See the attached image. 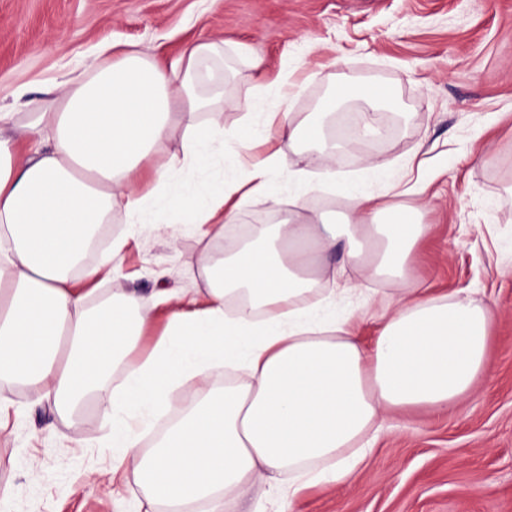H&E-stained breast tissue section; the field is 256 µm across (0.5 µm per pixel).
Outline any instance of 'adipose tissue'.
<instances>
[{
    "mask_svg": "<svg viewBox=\"0 0 512 512\" xmlns=\"http://www.w3.org/2000/svg\"><path fill=\"white\" fill-rule=\"evenodd\" d=\"M216 52L198 43L163 64L125 48L87 77L63 76L52 98L29 101L24 113L0 112V386L42 392L66 416L127 360L123 380L101 402L110 421L104 442L130 460L127 482L169 512H223L226 495L255 479L280 489L287 472L303 486L344 481L357 464L356 444L384 412L445 409L472 392L493 340L492 318L474 299L406 287L408 258L427 232L416 213L357 192L351 223L309 222L289 210L279 223L252 228L251 242L207 261L206 290L170 294L165 334L134 358L150 308L132 293L100 296L74 283L111 273L125 247L126 238L114 239L95 266L80 265L113 209H124L140 232L164 234L172 217L188 231L223 236L237 206L269 194L279 157L243 178L208 175L214 144L245 152L272 127L291 141L320 140L337 102L353 94L370 110L356 136L376 135L373 111L398 104L377 84H342L317 119L297 123L281 73L241 104L262 113L261 124L199 122L196 113L221 103L209 67ZM177 131L180 155L156 170L161 184L184 176L165 213L142 191L141 174ZM341 236L361 274L329 289L314 257ZM378 279L401 291L367 348L336 307ZM223 363L238 370L237 384L197 399L142 455L140 436L173 389Z\"/></svg>",
    "mask_w": 512,
    "mask_h": 512,
    "instance_id": "ef3b65f1",
    "label": "adipose tissue"
}]
</instances>
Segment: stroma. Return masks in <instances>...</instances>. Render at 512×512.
<instances>
[{
  "label": "stroma",
  "mask_w": 512,
  "mask_h": 512,
  "mask_svg": "<svg viewBox=\"0 0 512 512\" xmlns=\"http://www.w3.org/2000/svg\"><path fill=\"white\" fill-rule=\"evenodd\" d=\"M223 50L218 77L228 99L250 94L257 70L289 68L288 108L310 116L337 84L375 74L401 110V132L378 148L393 179L421 178L402 194L365 171L369 154L342 145L336 178L308 191L306 214L342 222L347 187L417 209L426 235L410 261V284L436 296L479 299L493 321L490 370L445 412L416 409L382 418L365 460L342 483L294 495L257 481L224 500V512H512V0H0V109L19 111L60 77L93 64L102 46L132 43L168 61L198 42ZM278 152L271 198L242 206L236 224L287 205L288 173L319 148L278 137L254 158ZM172 236L133 232L116 210L102 248L127 244L100 293L136 292L154 320L139 340L150 352L168 305L160 292L202 288L206 256L224 242L172 227ZM0 484L10 512H140L143 492L102 444L109 424L98 397L60 418L37 393H0ZM33 461L36 476L25 463Z\"/></svg>",
  "instance_id": "35a3bbf8"
}]
</instances>
